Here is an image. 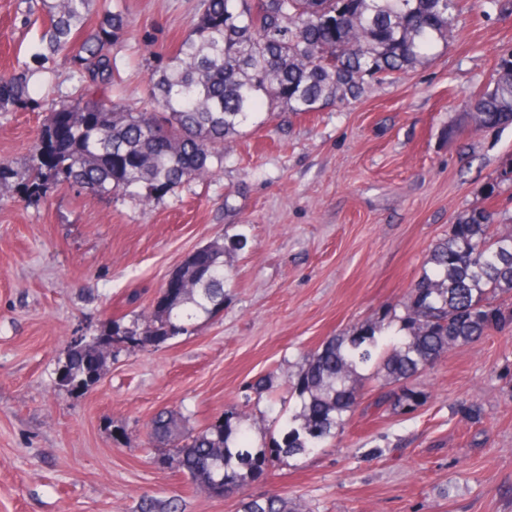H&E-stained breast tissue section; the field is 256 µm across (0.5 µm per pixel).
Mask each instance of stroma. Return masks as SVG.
Masks as SVG:
<instances>
[{
  "label": "stroma",
  "instance_id": "35a3bbf8",
  "mask_svg": "<svg viewBox=\"0 0 512 512\" xmlns=\"http://www.w3.org/2000/svg\"><path fill=\"white\" fill-rule=\"evenodd\" d=\"M116 8L128 24L112 54L138 61L125 78L143 100L154 53L190 31L197 0H96L92 12ZM26 11L0 0V74L39 45ZM508 51L512 0L488 15L463 0L448 45L415 68L318 112L262 115L225 140L212 174L151 204L0 190V512H241V498L274 492L300 512H512V326L418 376L424 403L412 414L375 407L364 383L335 438L237 497H209L159 464L148 436L165 407L197 431L247 412L253 447L267 446L275 408L299 409L285 380L311 352L382 309L403 311L458 215L490 205L512 216V125L477 133L463 112ZM49 68L39 109L0 112V159L20 176L68 55ZM217 238L246 241L226 257L234 279L221 316L121 352L87 391L60 386L75 339L143 318L168 274ZM266 375L270 391L245 395ZM464 404L481 406L482 420L463 418Z\"/></svg>",
  "mask_w": 512,
  "mask_h": 512
}]
</instances>
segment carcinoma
<instances>
[{
	"label": "carcinoma",
	"instance_id": "carcinoma-1",
	"mask_svg": "<svg viewBox=\"0 0 512 512\" xmlns=\"http://www.w3.org/2000/svg\"><path fill=\"white\" fill-rule=\"evenodd\" d=\"M94 0H41L48 22L31 62L0 75V112L34 111L47 63L86 33L71 58L72 91L60 95L33 141L20 193L37 200L48 186L92 194H130L148 204L174 193L222 163L217 148L264 112H318L358 99L368 82L405 73L448 44L460 0H200L197 21L169 55H154L149 97L126 98L109 50L126 26L120 10L91 22ZM466 115L475 131L512 124V52L498 56L490 85L474 94ZM497 212L473 209L451 224L431 251V273L411 288L398 332L380 349L383 316L332 336L309 354L291 389L299 412L275 418L279 437L252 447L248 415L233 413L200 431L182 413L158 412L153 442L174 448L192 483L214 498L238 494L273 462L307 454L345 424L358 406V369L377 383L376 406L410 413L422 393L404 382L448 350L512 325V308L496 303L512 292V234L497 231ZM223 240L190 253L175 268L180 284L163 289L142 322L114 320L99 341L70 346L58 367L71 391L94 385L107 363L102 346H158L187 335L195 321L224 310ZM242 512H297L278 493L243 503Z\"/></svg>",
	"mask_w": 512,
	"mask_h": 512
}]
</instances>
